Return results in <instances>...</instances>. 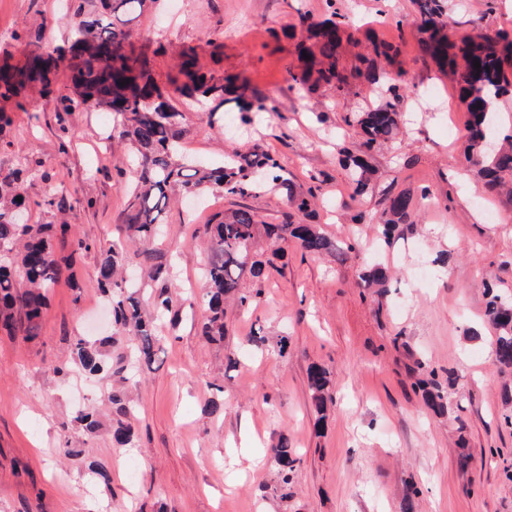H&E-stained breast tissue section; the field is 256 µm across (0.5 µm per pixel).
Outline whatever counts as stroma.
<instances>
[{"mask_svg": "<svg viewBox=\"0 0 512 512\" xmlns=\"http://www.w3.org/2000/svg\"><path fill=\"white\" fill-rule=\"evenodd\" d=\"M80 4L91 13L98 0H0V48L24 61L28 46L11 39L24 27L39 29L42 47H68L63 19ZM334 10L348 19L344 40L399 45L397 65L378 64V82L360 78L330 95L293 88L288 67L303 26ZM448 14L457 37L512 35L505 0H448ZM418 22L413 0H154L129 14L126 29L152 53L158 82L172 49L190 46L207 71L242 75L276 100L277 112L249 125L213 99L184 110L182 152L218 166L256 145L280 162L286 183L242 197L215 188L170 197L157 239L138 245L129 266L162 255L169 277L138 287L146 298L168 291L177 314L154 363L124 376L86 375L74 354L77 336L106 333L112 298L98 286L97 249L125 243L128 165L111 142L119 128L103 112L59 117L67 68L55 95L26 91V111L0 135V172L19 151L40 161L38 176L21 184L25 223L68 218L72 234L97 248L74 254L51 285L37 340L0 332V512H404L411 493L416 512H512V427L503 420L512 375L494 362L496 331L485 317L486 285L512 296V202L486 190L468 163L469 115L456 84L420 56ZM384 84L398 88L401 128L372 151L375 179L359 196L340 163L361 144L346 120L384 103ZM311 187L309 221L350 244L344 261L303 255L290 241L262 246L263 296L248 310L226 302L223 342L202 340L204 224L236 209L283 223L289 193ZM401 192L413 198L410 217L380 242L376 221ZM374 265L390 272L381 298L359 285ZM256 334L264 348L251 344ZM63 360L68 374L50 371ZM315 364L330 372L336 396L321 429L307 380ZM430 370L447 385V413L431 411L414 389ZM115 388L134 414L127 450L113 445L108 425L82 434L73 421L78 406L108 408ZM217 398L224 407L214 413ZM283 435L298 453L285 503L269 464ZM92 464L109 483L94 478Z\"/></svg>", "mask_w": 512, "mask_h": 512, "instance_id": "stroma-1", "label": "stroma"}]
</instances>
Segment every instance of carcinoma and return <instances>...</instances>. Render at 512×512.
<instances>
[{
    "label": "carcinoma",
    "instance_id": "carcinoma-1",
    "mask_svg": "<svg viewBox=\"0 0 512 512\" xmlns=\"http://www.w3.org/2000/svg\"><path fill=\"white\" fill-rule=\"evenodd\" d=\"M147 0H100L103 12L85 16L67 25L72 34L69 49L78 53L79 61L72 64L70 81L75 95H56L59 110L73 112L94 109L105 112L120 122L121 137L134 147L135 184L129 189L128 207L131 214L126 224L131 243H145L157 230L156 221L166 205L169 194L180 190L186 194L203 185H211L227 195H248L255 187L257 176L270 185L285 183L283 166L270 154L257 147L244 153H235L220 167H207L180 162L177 148L184 134L181 112L162 95L154 81L153 69L147 55L135 51L129 32L116 26L121 16L134 10L142 11ZM420 16L418 47L422 56L440 66L458 86L462 102L470 119L468 123V158L478 167V174L486 187L512 198V125L505 128L490 111L494 100L512 89V40L497 31L459 40L448 38L447 0H414ZM336 20L305 27V36L299 44L298 64L288 68L294 84L302 89L316 91L329 87L342 91L349 79L371 76L378 61L393 63L399 56V47L384 40H372L367 54L358 60L366 69L355 67L351 72L340 68L343 41L342 16L333 12ZM64 51L32 53L23 65L9 63L12 54L0 50V133L13 122L12 111H26L25 91L38 86L43 94L55 95L56 76ZM310 59H305V56ZM480 68H474V63ZM126 85H120V82ZM174 91L186 99L197 96L219 99L220 104L233 103L239 112H275L277 107L256 89L235 75L220 79L204 70L199 58L182 50L174 71L168 75ZM362 138L363 154L346 155V165L352 171L356 193L371 190L374 170L364 158L375 148L391 141L399 131V113L395 104L388 102L365 112H357L347 119ZM490 134L498 139V148L489 154L476 150L480 141ZM41 162L22 152L17 154V167L9 174H0V330L20 332L33 340L41 331L47 308L46 290L60 276L68 259L58 255L56 244L65 242L71 228L68 222L60 224H22L17 213L22 203L18 183L22 176L37 172ZM314 188L290 198L295 210L309 214ZM410 194L402 192L389 199L382 224L384 238H391L396 227L410 216ZM271 240H293L302 254L311 257L344 256L340 243L326 236L315 224H257L254 215L245 209L234 210L215 222L204 225L209 236V256L205 270L203 303L206 308L201 335L210 342L224 340V300L234 298L243 308L251 306L261 295L266 279L265 264L252 259V249L259 234ZM77 249H99L98 284L103 292L112 295V321L120 329L133 332L136 339L129 367L149 365L157 356L155 321L173 314L172 298L160 293L154 301V315L144 313L137 292L128 290L123 275V263L115 247L99 248L86 239L76 240ZM249 272L251 284H246L244 272ZM367 288L387 287L388 275L384 268L373 266L361 275ZM486 316L498 331L493 344L495 362L503 369H512V302L503 300L493 289L487 290ZM116 338L107 336L90 342L76 339L74 350L82 369L97 374L104 369L107 352ZM308 385L318 414L317 423L326 418L330 393L329 372L313 366L308 372ZM417 386L423 391L427 404L436 412L447 409L448 394L442 390L435 372L420 379ZM108 401L116 406L117 418L110 424L112 442L120 448L128 446L134 436L130 410L123 394L112 391ZM75 421L83 430L92 433L100 425L98 412L89 408L75 411ZM275 478L280 498L293 496L297 458L284 435L271 449Z\"/></svg>",
    "mask_w": 512,
    "mask_h": 512
}]
</instances>
